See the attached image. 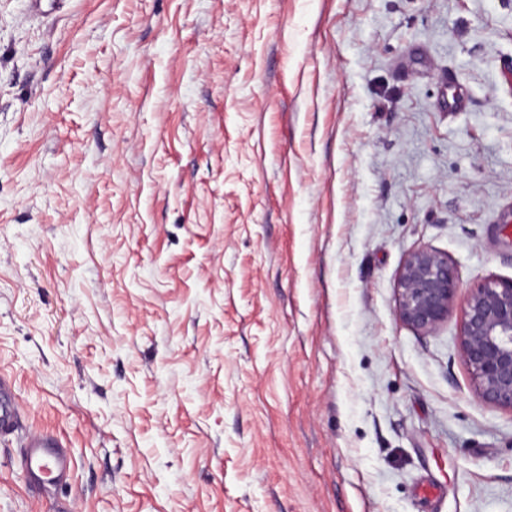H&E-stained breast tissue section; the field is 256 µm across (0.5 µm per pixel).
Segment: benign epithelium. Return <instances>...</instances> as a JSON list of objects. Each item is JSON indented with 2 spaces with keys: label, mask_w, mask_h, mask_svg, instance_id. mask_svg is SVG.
Listing matches in <instances>:
<instances>
[{
  "label": "benign epithelium",
  "mask_w": 512,
  "mask_h": 512,
  "mask_svg": "<svg viewBox=\"0 0 512 512\" xmlns=\"http://www.w3.org/2000/svg\"><path fill=\"white\" fill-rule=\"evenodd\" d=\"M460 282L448 258L429 249L408 255L397 278L399 320L434 333L456 304ZM460 352L481 398L512 409V280L487 281L462 304Z\"/></svg>",
  "instance_id": "7a95c632"
}]
</instances>
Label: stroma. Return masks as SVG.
I'll return each mask as SVG.
<instances>
[{"instance_id": "1", "label": "stroma", "mask_w": 512, "mask_h": 512, "mask_svg": "<svg viewBox=\"0 0 512 512\" xmlns=\"http://www.w3.org/2000/svg\"><path fill=\"white\" fill-rule=\"evenodd\" d=\"M507 224L512 0H0V512H512L460 309L396 316ZM460 282L448 258L429 249L408 255L397 278L399 320L423 334L434 333L456 304ZM24 448L22 466L33 482L51 483L67 473L69 459L56 438L31 434L27 436Z\"/></svg>"}]
</instances>
